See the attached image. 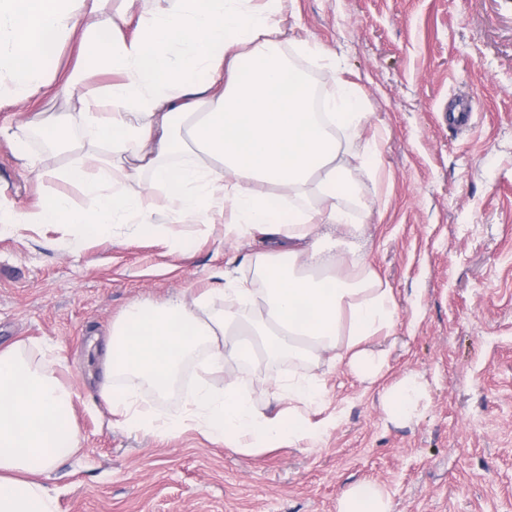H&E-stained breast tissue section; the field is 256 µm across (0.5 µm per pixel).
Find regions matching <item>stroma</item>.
<instances>
[{"mask_svg":"<svg viewBox=\"0 0 512 512\" xmlns=\"http://www.w3.org/2000/svg\"><path fill=\"white\" fill-rule=\"evenodd\" d=\"M284 18L290 63L319 88L346 70L366 105L342 162L372 148L375 173L340 206L364 225L365 260L400 304L381 340L390 370L369 385L321 353L281 361L321 377L320 414L340 417L314 448L247 458L192 429H128L100 394L112 322L132 300L176 292L223 304L228 271L260 287L254 257L275 242L173 223L161 202L141 234L117 229L79 254L67 246L77 229L62 224L2 236L0 346L26 341L28 360L75 396L81 451L52 475L57 512H336L361 482L382 488L391 512H512V0H288ZM461 97L476 109L456 128L448 103ZM49 189L83 200L76 184L38 182L1 137L0 191L29 206ZM409 372L428 382L423 407L389 421L383 389Z\"/></svg>","mask_w":512,"mask_h":512,"instance_id":"obj_1","label":"stroma"}]
</instances>
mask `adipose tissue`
Instances as JSON below:
<instances>
[{
	"label": "adipose tissue",
	"mask_w": 512,
	"mask_h": 512,
	"mask_svg": "<svg viewBox=\"0 0 512 512\" xmlns=\"http://www.w3.org/2000/svg\"><path fill=\"white\" fill-rule=\"evenodd\" d=\"M108 2L0 0V104L23 112L49 95L77 102L74 111L17 126L10 135L15 157L41 181L49 173L30 153L31 136L58 150L110 149L106 158L78 154L66 172L85 205L51 190L22 208L0 193V236L45 224L141 229L151 225L161 196L174 223L207 226L228 213L229 238L259 230L283 243L284 251L257 254L261 287L230 281L235 308L216 306L206 293L176 294L159 306L131 302L104 341L101 394L132 430L175 437L193 429L243 456L273 444L316 445L338 422L315 416L319 378L268 372L262 392L282 405L273 415L235 376L220 391L200 383L173 410L142 404L124 380L165 392L201 349L209 354L207 375L223 372L228 355L244 371L260 355L273 367L302 352L329 353L330 367L369 384L383 375L387 353L368 342L389 334L398 302L392 288L362 276L360 255L344 247L362 227L339 206L357 190L356 176L336 159L342 143L360 136L363 101L341 77L324 96L326 119L312 112L310 85L285 58L283 0H168L158 11L122 0L115 12ZM72 40L76 64L54 82L44 64ZM100 74L111 83L84 94L86 81ZM136 182L140 190L130 192ZM312 193L320 206H309ZM341 267L356 281L338 275ZM234 327L241 336L225 348ZM24 348L17 341L0 349V512H55L51 474L80 447L73 398L55 375L26 361ZM426 393L420 376L403 375L385 389L384 409L411 419Z\"/></svg>",
	"instance_id": "adipose-tissue-1"
}]
</instances>
